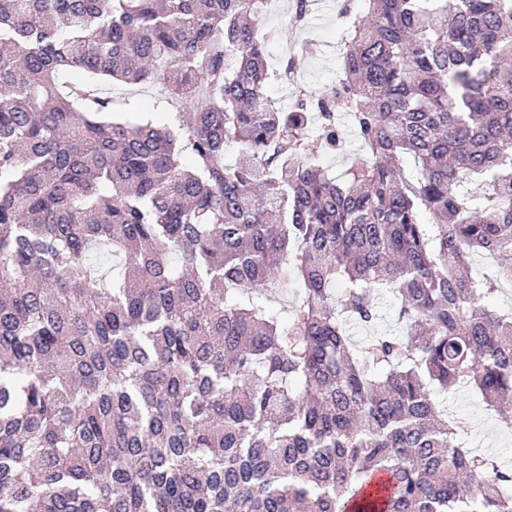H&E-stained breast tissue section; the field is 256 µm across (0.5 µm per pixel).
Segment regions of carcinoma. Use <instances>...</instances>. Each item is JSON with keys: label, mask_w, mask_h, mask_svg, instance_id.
Here are the masks:
<instances>
[{"label": "carcinoma", "mask_w": 512, "mask_h": 512, "mask_svg": "<svg viewBox=\"0 0 512 512\" xmlns=\"http://www.w3.org/2000/svg\"><path fill=\"white\" fill-rule=\"evenodd\" d=\"M261 2L0 0V512H512L436 399L512 432V0H341L286 110ZM138 95L135 98V106L132 109V113H125V115L135 118L138 113H149L159 119L163 118V111L156 108L157 92L151 87H145L137 92ZM342 121H343L342 124H343V130H344L343 132L347 139L346 152L344 154L323 156L321 159V164L326 169H329L330 172H332L334 174H339L345 168L346 163H347L348 154L353 152L357 148V144L349 135L350 128L347 125V120L345 118H343Z\"/></svg>", "instance_id": "1"}]
</instances>
